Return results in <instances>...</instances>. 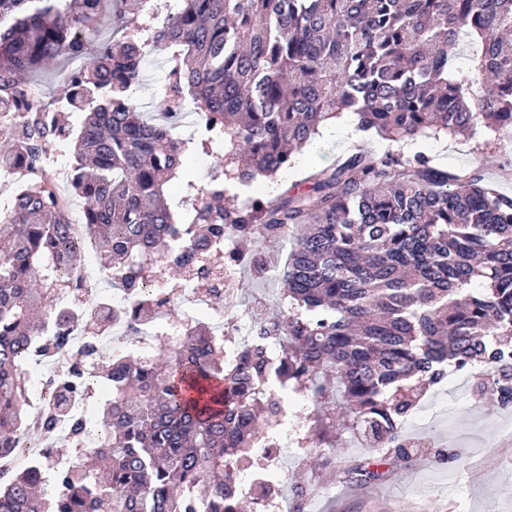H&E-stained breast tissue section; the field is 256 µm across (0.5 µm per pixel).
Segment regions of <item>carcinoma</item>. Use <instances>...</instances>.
Masks as SVG:
<instances>
[{"instance_id": "obj_1", "label": "carcinoma", "mask_w": 512, "mask_h": 512, "mask_svg": "<svg viewBox=\"0 0 512 512\" xmlns=\"http://www.w3.org/2000/svg\"><path fill=\"white\" fill-rule=\"evenodd\" d=\"M166 49L155 120L134 94L146 57ZM61 61L57 102L86 114L78 132L35 107L0 116L12 143L0 169L34 171L0 215V448L31 422L23 348L77 313L57 298L80 293L65 273L86 237L137 290L172 238L209 245L227 231L259 244L286 228V309L256 316L233 365L200 323L97 363L112 387L99 422L110 447L78 452L104 472H16L0 481V512H241L232 468L277 415L278 395L253 393L271 370L313 400L312 445L336 447L343 412L404 461L400 423L448 369L480 364L496 378L480 387L512 401V196L482 169L357 146L282 195L228 206L224 189L287 171L345 112L396 142L512 134V0H180L163 12L147 0H0V94L25 102L26 76ZM189 102L208 135L175 133ZM60 142L84 199L78 228L46 172V147ZM215 148L224 180L187 183L193 202L175 213L164 186L187 152ZM202 264L190 249L167 271ZM126 317L152 318V303Z\"/></svg>"}]
</instances>
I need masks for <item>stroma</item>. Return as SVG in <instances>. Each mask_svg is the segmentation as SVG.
<instances>
[{
    "label": "stroma",
    "instance_id": "1",
    "mask_svg": "<svg viewBox=\"0 0 512 512\" xmlns=\"http://www.w3.org/2000/svg\"><path fill=\"white\" fill-rule=\"evenodd\" d=\"M360 139L377 155L421 152L440 168L484 167L487 180L512 195V178H502L495 166L496 161L512 159V140L479 143L442 135L406 144L392 142L375 132L357 133L356 120L349 113L333 129L320 131L298 155L287 172L289 185L300 184L305 169L346 154ZM219 172L216 155L201 151L188 155L177 177L164 187L168 204H178L187 182L204 188ZM236 282L239 306L252 305L270 316L278 312L276 272L260 277L244 265ZM422 400L431 406L433 418L423 422L410 416L407 432L430 435L432 447L412 449L406 462L388 459L379 479L366 483L351 478L350 466L378 457L379 452L356 444L349 432L330 451L336 467L325 466V458L314 451L289 457L292 483L305 480L317 485L311 512H512V403L486 401L484 392L461 379L429 389ZM292 483L282 493L293 505L297 499Z\"/></svg>",
    "mask_w": 512,
    "mask_h": 512
}]
</instances>
